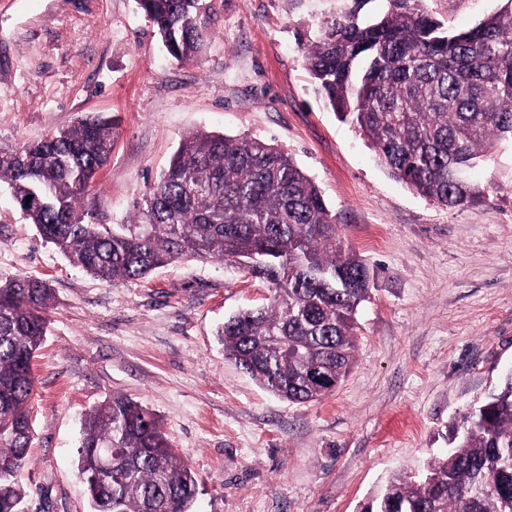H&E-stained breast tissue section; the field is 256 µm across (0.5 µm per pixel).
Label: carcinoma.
<instances>
[{"mask_svg": "<svg viewBox=\"0 0 512 512\" xmlns=\"http://www.w3.org/2000/svg\"><path fill=\"white\" fill-rule=\"evenodd\" d=\"M326 25L305 48L327 105L351 122L380 165L450 209L475 189L464 171L499 140L512 141V0L475 26L450 31L419 0H368ZM177 61L202 50V0H137ZM112 119L88 115L68 130L0 149V184L41 239L105 283L138 280L172 262L222 259L273 285L267 307L218 329L224 352L272 393L318 400L349 373L356 314L370 296L369 267L346 252L336 215L291 156L259 138L186 137L144 194L137 220L112 230L81 203L112 152ZM31 200H26L27 196ZM52 291L42 280L0 281V512H24L19 475L33 438V359L46 336ZM458 443L414 480L393 476L366 512H512V373L460 423ZM112 446V475L96 453ZM77 474L93 512H190L197 494L154 415L114 395L87 413Z\"/></svg>", "mask_w": 512, "mask_h": 512, "instance_id": "cac0c4a2", "label": "carcinoma"}]
</instances>
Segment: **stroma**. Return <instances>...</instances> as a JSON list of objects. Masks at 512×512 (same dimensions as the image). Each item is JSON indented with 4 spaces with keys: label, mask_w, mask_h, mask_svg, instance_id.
Instances as JSON below:
<instances>
[{
    "label": "stroma",
    "mask_w": 512,
    "mask_h": 512,
    "mask_svg": "<svg viewBox=\"0 0 512 512\" xmlns=\"http://www.w3.org/2000/svg\"><path fill=\"white\" fill-rule=\"evenodd\" d=\"M209 2L202 51L177 61L135 0H0V148L110 117L115 144L88 200L116 228L134 222L186 135L275 144L374 275L353 368L322 399H280L216 336L229 316L270 305V284L219 260L103 283L0 188V279L34 277L54 294L33 361L27 512H91L76 448L85 414L112 395L154 413L195 474V512H359L447 447L449 424L512 369V144L469 170L473 202L438 206L392 178L315 89L299 41L316 40L341 0ZM420 6L459 31L502 0Z\"/></svg>",
    "instance_id": "stroma-1"
}]
</instances>
